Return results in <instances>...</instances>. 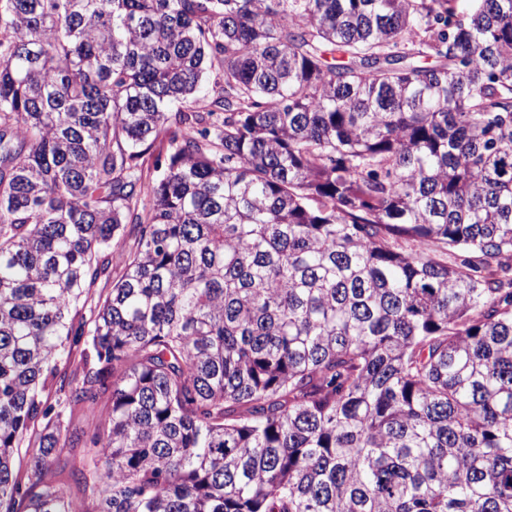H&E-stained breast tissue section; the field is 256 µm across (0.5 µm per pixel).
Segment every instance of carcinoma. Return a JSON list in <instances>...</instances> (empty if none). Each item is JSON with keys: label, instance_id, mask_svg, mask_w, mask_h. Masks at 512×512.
Here are the masks:
<instances>
[{"label": "carcinoma", "instance_id": "obj_1", "mask_svg": "<svg viewBox=\"0 0 512 512\" xmlns=\"http://www.w3.org/2000/svg\"><path fill=\"white\" fill-rule=\"evenodd\" d=\"M0 512H512V0H0ZM110 404L111 403L108 397L104 396L88 411L77 412L72 419L71 427L78 429L86 428L88 424L91 425L92 420H103L109 411Z\"/></svg>", "mask_w": 512, "mask_h": 512}]
</instances>
